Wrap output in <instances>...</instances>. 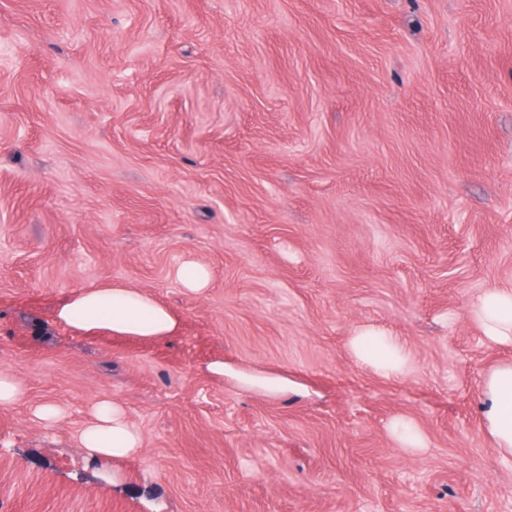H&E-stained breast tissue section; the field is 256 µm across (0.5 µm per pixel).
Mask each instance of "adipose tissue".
<instances>
[{
  "instance_id": "adipose-tissue-1",
  "label": "adipose tissue",
  "mask_w": 512,
  "mask_h": 512,
  "mask_svg": "<svg viewBox=\"0 0 512 512\" xmlns=\"http://www.w3.org/2000/svg\"><path fill=\"white\" fill-rule=\"evenodd\" d=\"M473 314L486 336L512 343V291L493 288L475 306ZM57 320L85 335L109 334L160 340L177 335L181 322L168 307L148 292L114 283L101 288H82L56 310ZM356 358L385 376L399 375L408 365L407 353L391 336L366 329L350 342ZM488 407L485 430L504 456H512V365L493 370L485 381ZM81 448L96 460L135 457L142 438L125 410L111 400L94 405L78 432Z\"/></svg>"
}]
</instances>
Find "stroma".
<instances>
[{
    "mask_svg": "<svg viewBox=\"0 0 512 512\" xmlns=\"http://www.w3.org/2000/svg\"><path fill=\"white\" fill-rule=\"evenodd\" d=\"M187 260L207 288L175 279ZM115 282L180 333L57 321ZM492 288L512 289V0H0V372L26 389L0 407V512H512L483 428L512 364L473 315ZM367 327L403 374L357 360ZM106 398L136 457L80 447ZM175 277L184 288L191 291H198L208 286L210 272L205 265L188 261L175 269ZM350 346L359 361L369 363L384 376L399 375L407 369L404 347L383 332L363 330L352 338Z\"/></svg>",
    "mask_w": 512,
    "mask_h": 512,
    "instance_id": "35a3bbf8",
    "label": "stroma"
}]
</instances>
